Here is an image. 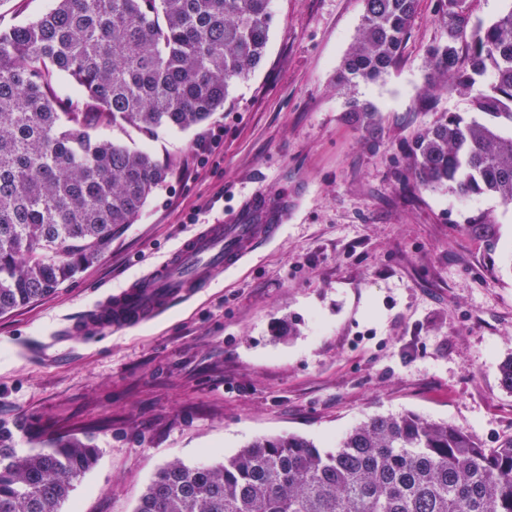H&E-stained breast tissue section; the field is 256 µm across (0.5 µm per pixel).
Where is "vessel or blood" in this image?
Instances as JSON below:
<instances>
[{
	"instance_id": "b4317fda",
	"label": "vessel or blood",
	"mask_w": 512,
	"mask_h": 512,
	"mask_svg": "<svg viewBox=\"0 0 512 512\" xmlns=\"http://www.w3.org/2000/svg\"><path fill=\"white\" fill-rule=\"evenodd\" d=\"M281 230L278 224L203 225L151 272L113 292L91 314L75 319L71 330L92 337L148 323L207 287L218 273L237 267Z\"/></svg>"
}]
</instances>
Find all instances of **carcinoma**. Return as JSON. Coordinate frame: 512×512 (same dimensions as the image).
<instances>
[{
  "mask_svg": "<svg viewBox=\"0 0 512 512\" xmlns=\"http://www.w3.org/2000/svg\"><path fill=\"white\" fill-rule=\"evenodd\" d=\"M270 0H51L0 27V314L30 304L98 260L166 184L145 149L99 134L186 131L224 109L261 63ZM418 0H363L336 73L347 87L395 65ZM448 37L427 50L431 84L475 92L472 105L512 123V8L471 23L468 0H443ZM370 124L376 109L352 99ZM415 185L512 206V134L440 116L405 149ZM493 221L465 229L490 239ZM100 451L78 439L16 448L0 420V512H61ZM134 512H512V437L483 448L465 430L412 412L374 415L333 450L295 434L262 436L218 462L160 468Z\"/></svg>",
  "mask_w": 512,
  "mask_h": 512,
  "instance_id": "carcinoma-1",
  "label": "carcinoma"
}]
</instances>
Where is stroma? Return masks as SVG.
Instances as JSON below:
<instances>
[{"instance_id": "35a3bbf8", "label": "stroma", "mask_w": 512, "mask_h": 512, "mask_svg": "<svg viewBox=\"0 0 512 512\" xmlns=\"http://www.w3.org/2000/svg\"><path fill=\"white\" fill-rule=\"evenodd\" d=\"M265 57L224 111L185 132L113 135L172 175L104 256L53 294L0 314V419L18 447L91 441L96 466L63 512H133L159 468L222 458L262 436L324 449L376 414L413 412L486 448L512 437V207L489 195L411 189L402 144L439 113L475 118L470 94L430 86L446 40L419 0L397 64L336 86L362 0H271ZM371 102V126L349 98ZM224 136L208 164L195 144ZM254 224L283 225L235 271L138 328L93 338L70 320L151 270L253 197ZM197 224H190L189 214ZM485 213L496 243L464 228Z\"/></svg>"}]
</instances>
